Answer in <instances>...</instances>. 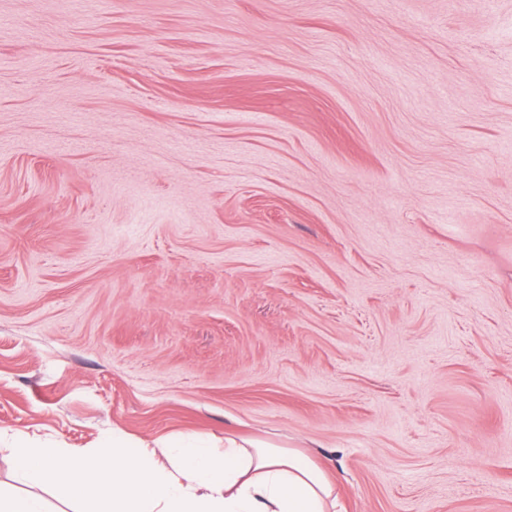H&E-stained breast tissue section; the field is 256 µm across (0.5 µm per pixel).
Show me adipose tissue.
Segmentation results:
<instances>
[{
  "instance_id": "1",
  "label": "adipose tissue",
  "mask_w": 512,
  "mask_h": 512,
  "mask_svg": "<svg viewBox=\"0 0 512 512\" xmlns=\"http://www.w3.org/2000/svg\"><path fill=\"white\" fill-rule=\"evenodd\" d=\"M6 453L16 486L0 485V512H48L41 493L83 501L85 512H336V484L300 448L228 435L223 451L171 442L166 470L155 449L124 435L100 448L35 439Z\"/></svg>"
}]
</instances>
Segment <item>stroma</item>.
I'll return each mask as SVG.
<instances>
[{"label": "stroma", "mask_w": 512, "mask_h": 512, "mask_svg": "<svg viewBox=\"0 0 512 512\" xmlns=\"http://www.w3.org/2000/svg\"><path fill=\"white\" fill-rule=\"evenodd\" d=\"M116 430L512 512V0H0V482Z\"/></svg>", "instance_id": "obj_1"}]
</instances>
